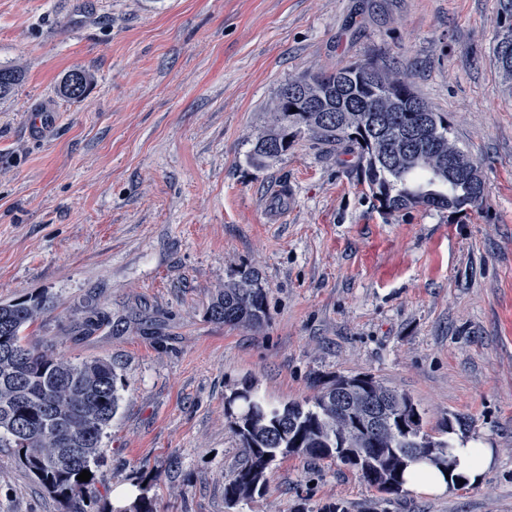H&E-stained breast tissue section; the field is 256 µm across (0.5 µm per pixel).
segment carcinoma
Masks as SVG:
<instances>
[{
	"label": "carcinoma",
	"mask_w": 512,
	"mask_h": 512,
	"mask_svg": "<svg viewBox=\"0 0 512 512\" xmlns=\"http://www.w3.org/2000/svg\"><path fill=\"white\" fill-rule=\"evenodd\" d=\"M81 91L59 92L69 100L84 98L91 83L79 69ZM23 80L14 66H0V98ZM315 83L325 107L350 105L346 125L322 124V112H273L270 127L257 138L254 159L262 162L273 146L288 152L293 138L306 130L316 139L357 158L356 169L379 208L389 214L417 207L459 213L483 205L484 193L468 179L463 164L478 165L449 137L448 120L432 112L436 133L395 156L387 147L404 144L403 132L414 120L417 95L407 76L369 58L333 72L290 81ZM43 296L0 302V447L24 451L22 465L50 494L70 503L95 483L102 441L115 418L119 391L126 386L114 360L72 361L32 345L28 327L49 311ZM209 318L228 326L259 328L266 318V294L253 270L224 285L207 308ZM224 414L245 449L234 478L224 485V500L235 504L262 493L267 472L290 455L337 460L387 493L402 491L408 469L427 463L448 472L453 445L422 431L417 405L370 375H338L304 404L272 406L245 380L225 396ZM87 470V482L77 480ZM100 512H157L156 501L141 492L126 504Z\"/></svg>",
	"instance_id": "obj_1"
}]
</instances>
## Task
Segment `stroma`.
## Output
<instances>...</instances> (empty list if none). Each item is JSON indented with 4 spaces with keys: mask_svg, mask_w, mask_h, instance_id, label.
Returning <instances> with one entry per match:
<instances>
[{
    "mask_svg": "<svg viewBox=\"0 0 512 512\" xmlns=\"http://www.w3.org/2000/svg\"><path fill=\"white\" fill-rule=\"evenodd\" d=\"M499 0H0V301L46 295L30 341L116 359L126 386L96 482L77 505L0 448V512H95L149 486L158 512H512V83ZM411 73L479 161L485 202L392 215L356 158L297 136L253 161L280 87L370 56ZM89 72L86 96L58 86ZM47 113L41 134L31 119ZM258 272L261 328L209 320ZM109 324L86 331L91 310ZM122 332H113L112 322ZM370 375L409 395L424 431L494 451L482 481L379 491L353 468L289 456L262 495L224 486L244 451L224 396L313 399Z\"/></svg>",
    "mask_w": 512,
    "mask_h": 512,
    "instance_id": "stroma-1",
    "label": "stroma"
}]
</instances>
